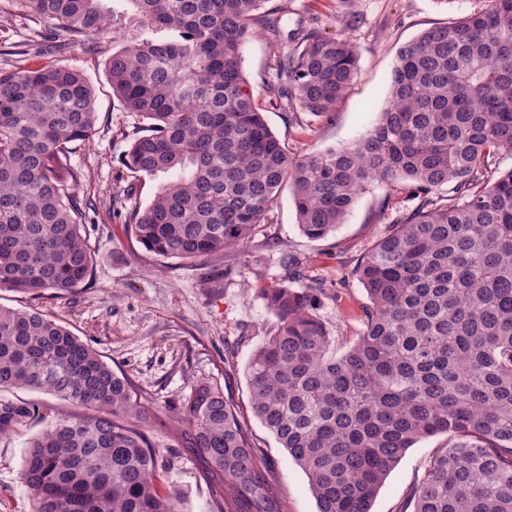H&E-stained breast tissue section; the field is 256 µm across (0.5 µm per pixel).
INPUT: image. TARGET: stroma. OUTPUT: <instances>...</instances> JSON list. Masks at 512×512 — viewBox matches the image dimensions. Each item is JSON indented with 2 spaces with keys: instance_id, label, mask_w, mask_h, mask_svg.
I'll return each instance as SVG.
<instances>
[{
  "instance_id": "35a3bbf8",
  "label": "stroma",
  "mask_w": 512,
  "mask_h": 512,
  "mask_svg": "<svg viewBox=\"0 0 512 512\" xmlns=\"http://www.w3.org/2000/svg\"><path fill=\"white\" fill-rule=\"evenodd\" d=\"M480 0H266L264 9L278 19L282 38L250 36L243 45V69L253 97L273 133L297 155L324 151L358 140L386 105L387 89L399 48L420 32L446 24L479 8ZM349 11L359 22L349 37L360 54L358 73L331 119H290L287 106L269 91L276 83V60L286 50V32L318 28L327 37L340 31ZM46 23L0 0V70H12L16 53L24 66H75L96 93L98 121L92 139L73 150L71 163L84 179L79 197L95 204L87 227L94 253L90 279L57 297L0 291V304L46 314L99 352L117 374L133 384L155 419L144 432L159 452L156 476L161 490L175 491L179 512H218L206 464L192 448L180 447L173 430L172 405L204 381L220 383L240 420L261 449L278 481L288 512H317L309 480L284 448L254 417L247 366L255 349L272 331L275 318L260 290L287 279L283 254H293L303 268L301 286L323 283L329 293L322 315L344 353L363 329L366 291L353 269L366 250L388 233L410 206L404 194L369 184L343 224L327 238L312 241L297 225L289 192H281L266 222L258 225L241 249L195 261L165 259L145 251L130 232L124 214L146 207L161 177L132 172L124 154L138 132V121L113 96L105 69L115 51L112 42L88 50L79 46L49 52L30 44ZM9 399L40 404L43 419L0 438V512H31L21 480L26 447L46 420L85 415L86 410L33 390L8 391ZM448 437L439 434L410 448L386 477L372 512H401L423 466Z\"/></svg>"
}]
</instances>
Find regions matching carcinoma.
Here are the masks:
<instances>
[{"instance_id": "carcinoma-1", "label": "carcinoma", "mask_w": 512, "mask_h": 512, "mask_svg": "<svg viewBox=\"0 0 512 512\" xmlns=\"http://www.w3.org/2000/svg\"><path fill=\"white\" fill-rule=\"evenodd\" d=\"M71 45L122 43L105 61L113 95L142 123L126 165L171 170L125 223L149 252L202 258L242 248L288 188L307 238L344 223L377 181L416 205L354 274L364 329L333 353L320 284L261 289L277 319L247 368L255 417L307 474L318 512H371L419 440L430 457L412 512H512V0L421 32L400 47L388 104L357 141L296 156L271 131L243 72L248 34H280L267 0H14ZM270 91L289 111H336L358 69L345 35H290ZM95 92L73 67L0 72V290L58 295L90 278L83 175L70 150L96 131ZM28 388L90 407L55 418L27 446L32 512H178L155 482L150 418L129 381L45 315L0 306V391ZM0 399V438L38 418ZM184 448L204 458L218 512H287L275 476L218 383L176 407Z\"/></svg>"}]
</instances>
